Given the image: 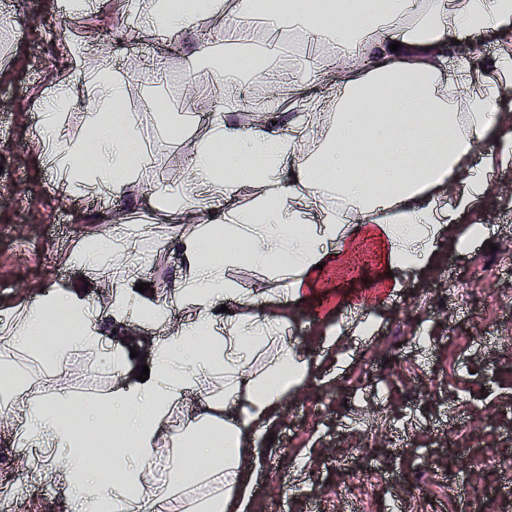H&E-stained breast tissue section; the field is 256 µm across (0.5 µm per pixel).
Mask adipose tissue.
Wrapping results in <instances>:
<instances>
[{
  "label": "adipose tissue",
  "instance_id": "obj_1",
  "mask_svg": "<svg viewBox=\"0 0 512 512\" xmlns=\"http://www.w3.org/2000/svg\"><path fill=\"white\" fill-rule=\"evenodd\" d=\"M143 9L152 35L198 20L195 0L171 11L143 0ZM273 22L336 44L329 62L307 61L312 80L335 73L336 97L322 106L293 80L288 96L306 101L303 117L283 124L266 111L248 123L224 117L212 124L193 178L171 190L178 206L162 214L181 221L200 205L224 219L223 238L198 224L178 241L187 276L173 300L191 319L151 339L145 359L131 357L122 338L102 336V315L121 324L134 312L154 325L164 308L134 303L121 279L108 311L44 289L0 328V408L22 414L16 444L42 451L35 479L68 487L64 512H252L254 485L245 471L266 453L257 437L314 373L283 332L292 305L319 286L321 266L343 267L356 244L370 240L388 272L385 287L397 289V274L431 267L447 228L481 206L490 174L512 169V118L495 109L499 85L476 76L455 46L463 34L484 35L497 46L487 66L512 72V6L505 0H362L328 14L299 0ZM449 67L454 78L441 84ZM43 129L48 166L71 183L81 147L62 140L51 121ZM493 139L502 142L500 152L486 151ZM140 154L131 127L101 125L93 189L109 195L136 179L131 161ZM220 159L227 174L218 181L212 170ZM245 187L250 207L227 208ZM244 255L271 269L260 288H238L230 275ZM60 310L74 326L59 331V345L98 354L115 381L99 409L104 423L88 427L98 448L90 457L70 427L78 409L72 397L37 396L22 364L35 358L57 370L44 338ZM206 387L223 396V416L200 409L182 432H165L188 394ZM116 451L129 461L107 486L99 476ZM156 463L166 481L150 475Z\"/></svg>",
  "mask_w": 512,
  "mask_h": 512
}]
</instances>
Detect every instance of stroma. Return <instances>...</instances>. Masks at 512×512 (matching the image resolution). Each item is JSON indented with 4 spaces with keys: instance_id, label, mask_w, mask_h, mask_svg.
<instances>
[{
    "instance_id": "obj_1",
    "label": "stroma",
    "mask_w": 512,
    "mask_h": 512,
    "mask_svg": "<svg viewBox=\"0 0 512 512\" xmlns=\"http://www.w3.org/2000/svg\"><path fill=\"white\" fill-rule=\"evenodd\" d=\"M136 12L64 10L60 0H0V319L55 286L96 304L111 296L122 275L117 261L73 263L110 234L112 213L127 214L126 233L141 253L138 281L145 298L178 287L186 268L177 247L187 223L161 221L146 196L171 184L174 174L191 178L195 153L218 113L267 105L265 83H232L217 56L202 48L224 43L225 20L214 17L187 30L168 32L167 43L140 37ZM112 56L111 78L128 84L114 109L129 119L148 149L151 165L138 185L113 194L101 206L67 191L43 164L40 128L46 92L66 79L74 96L61 112L66 139L77 145L95 137L100 89L84 86V73ZM167 98L165 111L145 110L149 99ZM484 225L475 238L471 227ZM460 244L443 248L429 269L409 277L389 299L363 306L376 330L344 336L326 347L317 331L354 315L350 297L371 286L381 270L329 278L335 306L315 315V300L296 307L286 339L311 359L312 380L291 393L278 422L260 444L267 454L250 477L253 512H453L471 493L491 490L485 512H512V468L487 461L479 450L512 452V202L486 194L482 206L456 225ZM490 287L504 296L493 305L479 293ZM464 289L449 302L448 289ZM480 336L460 352L452 325ZM62 372L41 380L51 395L65 389L77 402L96 403L112 390L111 374L97 357L62 351ZM430 387L416 424L399 418L409 396ZM39 452L12 442L0 430V512L61 509L65 486L33 480ZM29 491L15 492L17 479Z\"/></svg>"
}]
</instances>
